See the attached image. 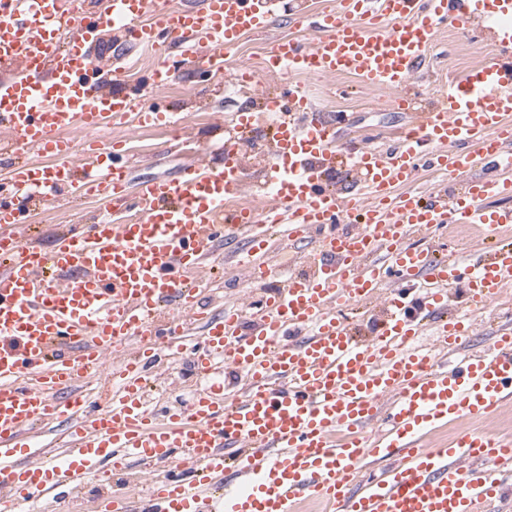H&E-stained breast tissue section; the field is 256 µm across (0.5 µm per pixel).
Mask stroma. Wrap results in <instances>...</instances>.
<instances>
[{
    "mask_svg": "<svg viewBox=\"0 0 512 512\" xmlns=\"http://www.w3.org/2000/svg\"><path fill=\"white\" fill-rule=\"evenodd\" d=\"M286 9L262 35L245 36L234 56V62L252 69L258 75V90L271 94L286 90L288 76L273 77L263 71V60L274 39L295 38L311 42V31L296 26L291 19L290 8L296 0H283ZM488 40L466 33L455 38L448 30H440L424 66L417 72L413 84L420 103H438L433 88L439 87L447 76L459 75L463 68H476L491 59ZM315 105L327 115L340 117V134L361 139L375 146L396 138L405 123L404 113L385 106L387 92L361 87L347 76L315 78L306 77ZM210 81L194 83L175 80L167 89L153 92L150 100L159 107L172 110L187 117L188 129L181 139H172L167 127L146 125L134 129L120 125L112 129L113 137L124 140L128 150V165L132 181L147 178L176 177L180 165L192 158L195 149L212 150L222 137L219 124L212 116L220 113L230 115L239 108L250 106L247 97L220 99L213 97ZM103 208L100 201L88 198L68 205L59 204L47 211L32 215L33 234L40 246H48L65 224H82ZM512 320V289L498 300L487 305L484 312L475 316L471 347L485 349L498 325ZM183 370L173 367L158 373L148 385L152 404L171 406L187 401L191 393L184 383Z\"/></svg>",
    "mask_w": 512,
    "mask_h": 512,
    "instance_id": "1",
    "label": "stroma"
}]
</instances>
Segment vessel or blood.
I'll use <instances>...</instances> for the list:
<instances>
[{"instance_id": "1", "label": "vessel or blood", "mask_w": 512, "mask_h": 512, "mask_svg": "<svg viewBox=\"0 0 512 512\" xmlns=\"http://www.w3.org/2000/svg\"><path fill=\"white\" fill-rule=\"evenodd\" d=\"M279 0H0V130L11 159L0 174V512L94 484L91 512H507L512 437L463 430L448 447L425 433L512 401V327L487 350L439 362L421 338L438 324L441 348L462 347L470 315L512 286V0H337L318 13L297 6L316 31L308 47L274 43L277 74L348 75L393 90L411 108L412 76L441 26H487L497 55L466 80L443 84L441 105L413 114L389 145L339 140L316 116L304 85L266 96L283 113L258 189L261 209L234 204L244 187L242 140L259 113H233L219 161L193 160L173 179L129 190L112 126L182 129L181 119L138 111L140 91L113 88L93 49L149 46L176 52L180 67L222 80L247 33L267 31ZM179 67V68H180ZM76 131L101 133L82 146ZM52 159L28 160V151ZM352 164L359 188H337ZM431 167L461 192L425 197L412 188ZM100 196L126 204L70 224L49 248L30 244V212ZM441 224H470L496 240L491 255L463 263L409 238ZM306 245V269L278 275L265 255L274 235ZM225 249L258 295L249 311L201 301L206 261ZM465 288L469 311H449L448 289ZM388 288L387 316L370 341L356 339L348 310ZM203 322L194 348L185 339ZM110 360L109 385L89 399L80 381ZM188 363L205 386L155 412L149 370ZM65 424L64 455L33 461L40 430ZM368 457L387 466L363 484ZM167 462V475L132 496L118 487L129 459Z\"/></svg>"}]
</instances>
